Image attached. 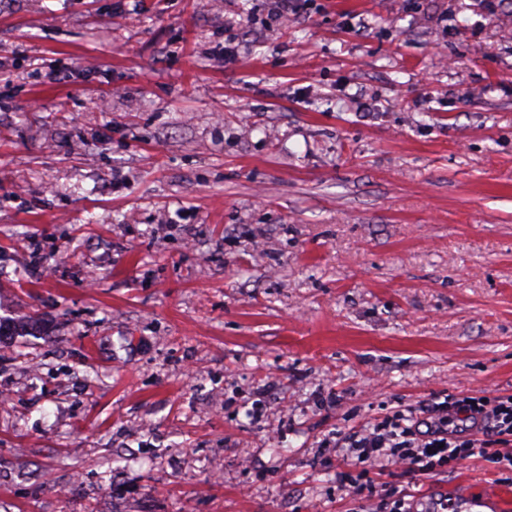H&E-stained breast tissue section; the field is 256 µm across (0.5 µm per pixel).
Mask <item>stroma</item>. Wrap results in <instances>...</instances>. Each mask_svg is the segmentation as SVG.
<instances>
[{"instance_id":"stroma-1","label":"stroma","mask_w":512,"mask_h":512,"mask_svg":"<svg viewBox=\"0 0 512 512\" xmlns=\"http://www.w3.org/2000/svg\"><path fill=\"white\" fill-rule=\"evenodd\" d=\"M0 319V512H352L512 395V0H0ZM451 400L424 405L419 415L425 418L411 410H398L368 430L337 433L336 443L350 449L351 466L359 472L366 466L386 463L424 474L447 469L450 473L465 459L484 457L511 473L512 395ZM458 417L471 419L475 433L462 435L455 424ZM497 446L504 448L492 452Z\"/></svg>"}]
</instances>
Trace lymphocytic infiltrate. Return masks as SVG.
<instances>
[{
    "label": "lymphocytic infiltrate",
    "mask_w": 512,
    "mask_h": 512,
    "mask_svg": "<svg viewBox=\"0 0 512 512\" xmlns=\"http://www.w3.org/2000/svg\"><path fill=\"white\" fill-rule=\"evenodd\" d=\"M461 417L471 420L472 434L457 428ZM336 441L349 448L358 470L386 463L431 474L484 457L512 472V395L432 402L418 417L399 410L370 429L337 434Z\"/></svg>",
    "instance_id": "1"
}]
</instances>
